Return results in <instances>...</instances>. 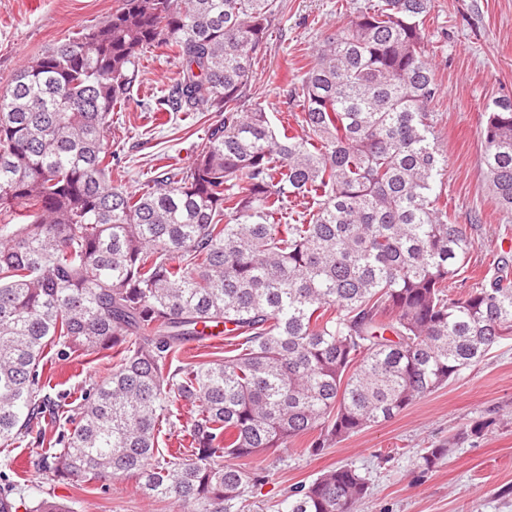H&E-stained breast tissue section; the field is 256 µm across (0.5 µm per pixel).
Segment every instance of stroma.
<instances>
[{
    "label": "stroma",
    "instance_id": "35a3bbf8",
    "mask_svg": "<svg viewBox=\"0 0 512 512\" xmlns=\"http://www.w3.org/2000/svg\"><path fill=\"white\" fill-rule=\"evenodd\" d=\"M115 0H0V91L27 61L62 39L98 26ZM336 0H283L263 60L253 73L257 102L278 120L292 112L287 95L301 75L306 52L342 25ZM432 60L441 84L435 107L438 144L448 155L443 189L448 215L463 225L473 247L467 285L491 277L500 260L512 263V213L500 210L485 190L481 129L483 113L498 98H512V0H434L428 24ZM178 61L165 48L146 53L130 88L128 108L113 113L108 141L121 159L115 179L127 190L143 188L158 158L190 165L195 147L219 112L168 118L145 110L167 94ZM111 358L57 362L46 391L57 394L103 379ZM479 418L491 419L486 434L449 448L434 469L420 466L423 449L447 442ZM309 437L263 453L270 478L246 512H276L292 488L339 465L360 469L368 496L355 512H512V338L502 340L477 366L463 370L438 391L417 400L397 418L349 436L321 454L307 451ZM30 448L0 452V482L20 484L23 495L50 490L74 502L75 512H175L168 501L146 498L135 481H115L107 491L53 482L27 466Z\"/></svg>",
    "mask_w": 512,
    "mask_h": 512
}]
</instances>
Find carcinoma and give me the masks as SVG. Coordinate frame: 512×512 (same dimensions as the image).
I'll return each instance as SVG.
<instances>
[{
    "instance_id": "cac0c4a2",
    "label": "carcinoma",
    "mask_w": 512,
    "mask_h": 512,
    "mask_svg": "<svg viewBox=\"0 0 512 512\" xmlns=\"http://www.w3.org/2000/svg\"><path fill=\"white\" fill-rule=\"evenodd\" d=\"M278 0H118L100 25L23 65L0 92V446L33 436L32 464L79 487L134 480L179 512H245L288 448L317 454L479 364L512 336V273L450 294L471 242L448 222L437 144L433 0H378L309 54L273 125L250 106ZM178 59L156 111L222 112L191 165L112 184V112L141 57ZM488 194L512 212V99L486 107ZM307 200L300 211L295 200ZM224 327L237 354L189 361ZM112 352L74 396L43 393L47 365ZM190 445L157 448L172 407ZM62 427L52 438L44 417ZM476 420L455 439L480 438ZM447 445L427 448L430 470ZM354 467L293 488L277 512H341L367 496ZM25 512H74L37 490Z\"/></svg>"
}]
</instances>
